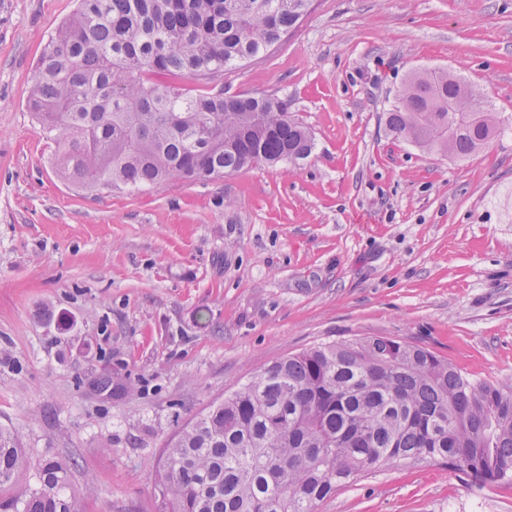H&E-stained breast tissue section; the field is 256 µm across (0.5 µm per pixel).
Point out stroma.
Returning a JSON list of instances; mask_svg holds the SVG:
<instances>
[{
    "label": "stroma",
    "instance_id": "obj_1",
    "mask_svg": "<svg viewBox=\"0 0 512 512\" xmlns=\"http://www.w3.org/2000/svg\"><path fill=\"white\" fill-rule=\"evenodd\" d=\"M76 0H0V427L73 461L81 512H156L169 438L322 342L415 343L512 382V129L459 161L394 138L423 68L512 115V0H314L225 94L287 100L316 148L207 183L84 191L27 105ZM317 512H512V486L387 466Z\"/></svg>",
    "mask_w": 512,
    "mask_h": 512
}]
</instances>
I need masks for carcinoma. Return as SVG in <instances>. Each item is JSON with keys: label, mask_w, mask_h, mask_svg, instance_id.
<instances>
[{"label": "carcinoma", "mask_w": 512, "mask_h": 512, "mask_svg": "<svg viewBox=\"0 0 512 512\" xmlns=\"http://www.w3.org/2000/svg\"><path fill=\"white\" fill-rule=\"evenodd\" d=\"M312 0H79L48 39L28 105L55 164L84 188L208 182L295 165L315 149L288 101L226 96L214 79L295 29ZM393 135L456 159L504 127L466 80L429 68L386 112ZM439 459L512 485V384L475 380L384 336L284 357L170 438L158 512H314L365 472ZM32 482L21 485L18 474ZM0 512H79L71 462L33 457L0 428Z\"/></svg>", "instance_id": "carcinoma-1"}]
</instances>
